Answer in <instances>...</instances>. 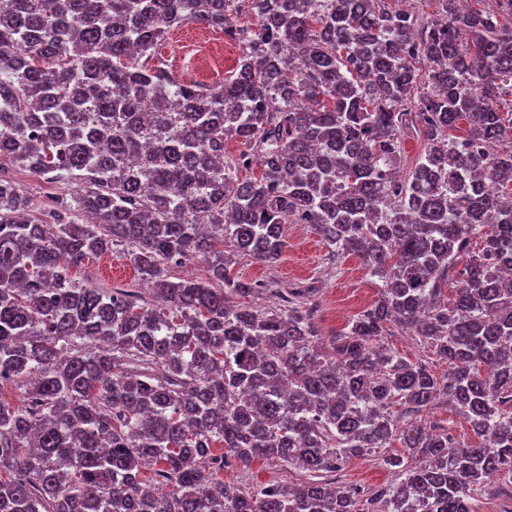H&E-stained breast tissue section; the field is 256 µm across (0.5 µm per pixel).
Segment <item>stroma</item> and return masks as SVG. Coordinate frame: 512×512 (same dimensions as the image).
<instances>
[{
	"instance_id": "stroma-1",
	"label": "stroma",
	"mask_w": 512,
	"mask_h": 512,
	"mask_svg": "<svg viewBox=\"0 0 512 512\" xmlns=\"http://www.w3.org/2000/svg\"><path fill=\"white\" fill-rule=\"evenodd\" d=\"M160 53L164 63H176L191 73L201 63L210 72L226 73L235 68L242 48L219 28L189 23L168 32ZM285 239L287 246L276 264L243 254L236 258L233 270L242 280L262 281L269 286L268 291L254 297V304L277 309L282 292L299 286L313 288L317 326L326 339L342 331L354 316L374 302L375 280L359 257L331 261L324 241L307 224L286 225ZM71 275L100 288H132L141 284L137 271L118 252L87 261L72 270ZM307 478V473L288 465L262 461L246 468L234 466L224 473L226 483L242 490L267 483L296 484ZM390 480V471L372 456L354 458L337 475L339 484L360 486L370 495L381 491Z\"/></svg>"
}]
</instances>
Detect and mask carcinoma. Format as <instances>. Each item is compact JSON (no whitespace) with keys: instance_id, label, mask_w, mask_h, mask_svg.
Returning a JSON list of instances; mask_svg holds the SVG:
<instances>
[{"instance_id":"cac0c4a2","label":"carcinoma","mask_w":512,"mask_h":512,"mask_svg":"<svg viewBox=\"0 0 512 512\" xmlns=\"http://www.w3.org/2000/svg\"><path fill=\"white\" fill-rule=\"evenodd\" d=\"M434 2L0 0V172L75 186L35 214L0 175V385L24 393L0 397V512H473L512 484V0ZM187 23L243 45L224 82L158 61ZM286 224L379 281L325 345L311 289L260 310L267 286L217 248L276 263ZM117 248L166 307L61 264ZM196 258L208 281L171 280ZM394 328L447 372L385 345ZM440 398L473 442L427 424ZM394 442L421 463L385 456L375 498L323 480ZM257 459L310 480L224 483ZM506 498L507 491H501L497 486L491 485L474 494L472 509L474 512H499Z\"/></svg>"}]
</instances>
